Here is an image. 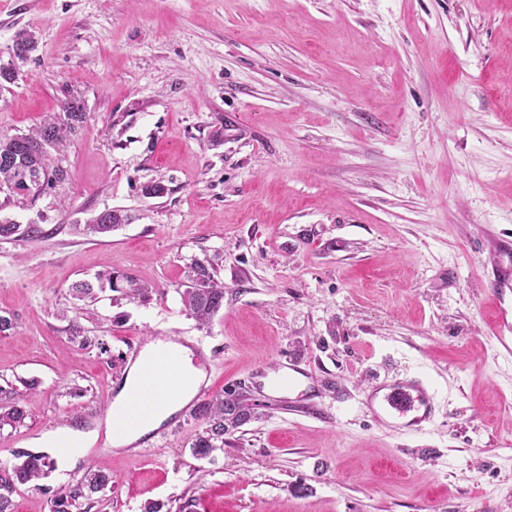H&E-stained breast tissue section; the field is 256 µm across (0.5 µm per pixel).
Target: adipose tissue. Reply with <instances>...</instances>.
<instances>
[{
  "label": "adipose tissue",
  "mask_w": 512,
  "mask_h": 512,
  "mask_svg": "<svg viewBox=\"0 0 512 512\" xmlns=\"http://www.w3.org/2000/svg\"><path fill=\"white\" fill-rule=\"evenodd\" d=\"M149 362L153 363L157 375L163 381L178 385L180 391L176 397L162 400L155 411L139 425L124 427L123 418L139 392L141 374ZM204 379L203 370L195 365L192 352L186 345L162 339L146 344L140 356L129 366L106 415L105 424L112 434L113 446L133 444L159 429L192 398Z\"/></svg>",
  "instance_id": "obj_1"
}]
</instances>
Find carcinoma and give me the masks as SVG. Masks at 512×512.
I'll return each instance as SVG.
<instances>
[{
  "label": "carcinoma",
  "mask_w": 512,
  "mask_h": 512,
  "mask_svg": "<svg viewBox=\"0 0 512 512\" xmlns=\"http://www.w3.org/2000/svg\"><path fill=\"white\" fill-rule=\"evenodd\" d=\"M34 34L26 29L15 34L12 45L13 59L27 61L36 50ZM87 113L80 98L69 95L60 112L46 116L38 126L25 134L0 137V185L13 187L16 194L28 196L53 183L66 179V170L51 151H60L67 137L75 134L86 122ZM121 210H107L91 231L106 234L125 223ZM99 284H108L112 290L128 298L144 299L150 285L120 271L100 274ZM183 301L189 313L206 324L224 307V283L215 277L212 267L201 260L187 266ZM205 427L196 434L192 453L198 459L208 458L224 447V435L252 418V411L241 395L219 394L199 404L196 410ZM25 419V410L12 405L0 412V426L16 425ZM17 462L0 473V512H13L10 496L18 484H26L44 476L53 467L51 459L28 451L16 454ZM112 483V476L100 469L89 470L84 479L73 487L59 492L53 500V512H71L76 502L96 493Z\"/></svg>",
  "instance_id": "1"
}]
</instances>
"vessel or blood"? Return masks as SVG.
<instances>
[{
  "mask_svg": "<svg viewBox=\"0 0 512 512\" xmlns=\"http://www.w3.org/2000/svg\"><path fill=\"white\" fill-rule=\"evenodd\" d=\"M498 256L501 261L500 277L494 278L490 286L493 294L503 296L506 288L512 287V241L499 240ZM283 365L288 370L285 384L298 387L299 392L293 399L292 412L306 416H318L320 410L315 402L316 389L313 375L299 367L296 359L286 358ZM142 395L131 404L127 419L130 423L147 417L155 405V395L162 388L153 370H146L141 381ZM369 409L373 417L383 423L401 418L403 429L418 431L424 423L430 421L435 411L434 396L427 385L417 377H409L391 383H377L369 396Z\"/></svg>",
  "mask_w": 512,
  "mask_h": 512,
  "instance_id": "1",
  "label": "vessel or blood"
}]
</instances>
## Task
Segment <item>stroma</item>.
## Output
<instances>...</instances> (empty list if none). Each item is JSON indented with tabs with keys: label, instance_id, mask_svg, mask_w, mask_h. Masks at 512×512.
Instances as JSON below:
<instances>
[{
	"label": "stroma",
	"instance_id": "obj_1",
	"mask_svg": "<svg viewBox=\"0 0 512 512\" xmlns=\"http://www.w3.org/2000/svg\"><path fill=\"white\" fill-rule=\"evenodd\" d=\"M25 28L38 47L0 89V133L71 94L87 121L64 183L0 191L25 229L0 240L17 322L0 405L27 412L0 427V470L56 426L104 430L108 380L156 336L200 343L212 392L255 416L207 459L193 415L144 448H89L16 486L14 512H52L91 465L112 485L78 512H512V354L488 286L512 234V0H0V65ZM107 209L128 222L90 233ZM195 259L224 283L204 327L182 302ZM111 270L148 300L71 295ZM286 356L337 379L324 419L256 387ZM406 375L435 396L418 433L365 406Z\"/></svg>",
	"mask_w": 512,
	"mask_h": 512
}]
</instances>
